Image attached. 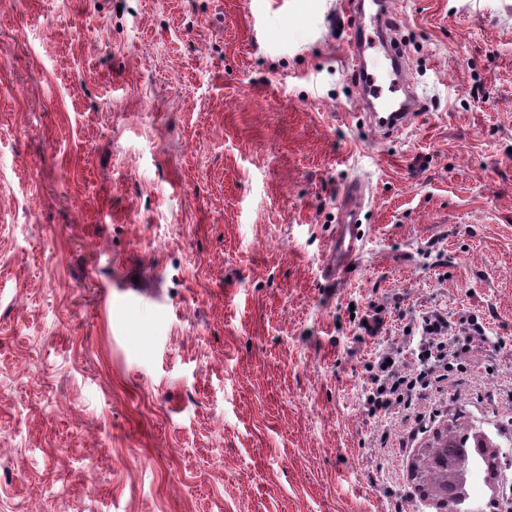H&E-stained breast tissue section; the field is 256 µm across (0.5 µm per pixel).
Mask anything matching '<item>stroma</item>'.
<instances>
[{"mask_svg": "<svg viewBox=\"0 0 512 512\" xmlns=\"http://www.w3.org/2000/svg\"><path fill=\"white\" fill-rule=\"evenodd\" d=\"M391 2L422 119L380 142L341 0H0V512H435L422 448L512 439V9ZM433 307L485 335L381 452L367 362ZM356 195V189L348 186L342 194L344 213L339 224L328 240L325 258L321 268V275L327 281H334L340 275L348 273L349 266H353L359 242L363 241L358 213L348 207L349 201Z\"/></svg>", "mask_w": 512, "mask_h": 512, "instance_id": "obj_1", "label": "stroma"}]
</instances>
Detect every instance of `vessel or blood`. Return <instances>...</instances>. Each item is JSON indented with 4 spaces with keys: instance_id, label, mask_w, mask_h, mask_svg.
<instances>
[{
    "instance_id": "1",
    "label": "vessel or blood",
    "mask_w": 512,
    "mask_h": 512,
    "mask_svg": "<svg viewBox=\"0 0 512 512\" xmlns=\"http://www.w3.org/2000/svg\"><path fill=\"white\" fill-rule=\"evenodd\" d=\"M345 12L350 21V44L348 46V59L350 61V76L354 80L362 97L380 99L384 90L377 77L369 73L367 62L363 55L365 42V29L373 24L385 33H394L399 20L390 10L386 0H381L379 9L374 16H366L361 0H345ZM386 57L390 64L397 84L396 89L403 95L397 109L380 113L367 112L368 124L380 139L387 140L398 136L420 116V109L415 99L411 85L405 78L406 62L402 52L395 41H388L384 45ZM356 194L355 187H347L342 199L347 206L341 216L339 224L328 240L325 258L321 268V275L325 280H336L340 275L346 274L355 262L357 251L362 240L361 229L358 225V214L348 203Z\"/></svg>"
}]
</instances>
